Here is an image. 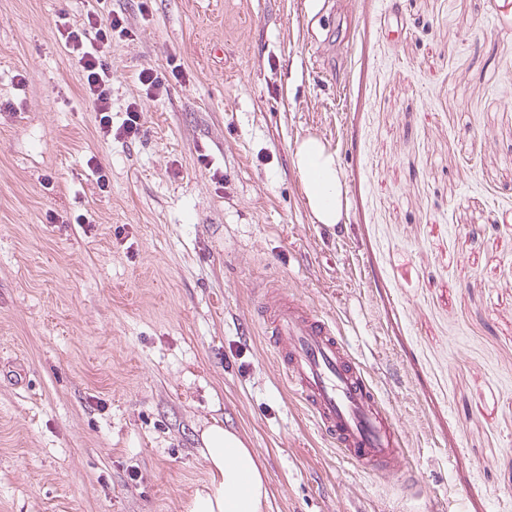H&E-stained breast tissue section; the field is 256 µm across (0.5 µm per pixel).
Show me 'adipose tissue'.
I'll return each mask as SVG.
<instances>
[{
    "label": "adipose tissue",
    "instance_id": "obj_1",
    "mask_svg": "<svg viewBox=\"0 0 512 512\" xmlns=\"http://www.w3.org/2000/svg\"><path fill=\"white\" fill-rule=\"evenodd\" d=\"M294 162L314 220L341 223L347 201L335 152L310 136L297 142ZM200 439L209 480L195 491L188 512H265L269 504L265 471L241 436L216 420L201 431Z\"/></svg>",
    "mask_w": 512,
    "mask_h": 512
}]
</instances>
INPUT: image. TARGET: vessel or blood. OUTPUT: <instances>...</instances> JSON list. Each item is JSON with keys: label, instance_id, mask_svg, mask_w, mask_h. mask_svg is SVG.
<instances>
[{"label": "vessel or blood", "instance_id": "b4317fda", "mask_svg": "<svg viewBox=\"0 0 512 512\" xmlns=\"http://www.w3.org/2000/svg\"><path fill=\"white\" fill-rule=\"evenodd\" d=\"M253 292V321L323 438L362 472L395 470L405 443L337 322L277 282H258Z\"/></svg>", "mask_w": 512, "mask_h": 512}]
</instances>
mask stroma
I'll return each instance as SVG.
<instances>
[{
  "instance_id": "1",
  "label": "stroma",
  "mask_w": 512,
  "mask_h": 512,
  "mask_svg": "<svg viewBox=\"0 0 512 512\" xmlns=\"http://www.w3.org/2000/svg\"><path fill=\"white\" fill-rule=\"evenodd\" d=\"M110 10L132 141L99 135L56 27ZM310 135L344 223L310 215ZM262 279L336 319L414 490L285 389ZM216 419L269 512H512V0H0V512H187ZM294 162L314 220L318 224H341L347 201L336 153L319 138L309 136L297 142Z\"/></svg>"
}]
</instances>
